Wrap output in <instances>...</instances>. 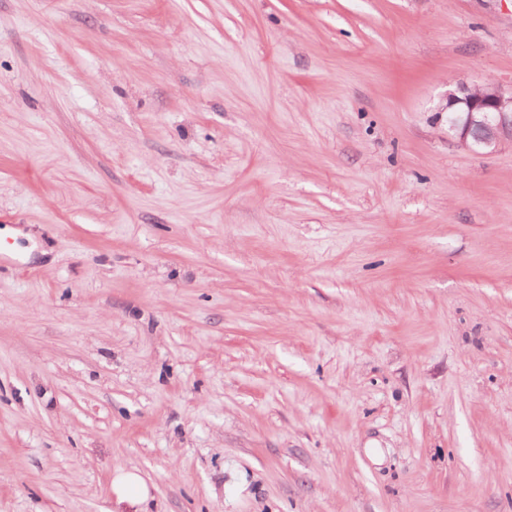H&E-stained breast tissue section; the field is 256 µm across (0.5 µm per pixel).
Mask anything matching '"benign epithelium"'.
I'll return each instance as SVG.
<instances>
[{"label":"benign epithelium","mask_w":512,"mask_h":512,"mask_svg":"<svg viewBox=\"0 0 512 512\" xmlns=\"http://www.w3.org/2000/svg\"><path fill=\"white\" fill-rule=\"evenodd\" d=\"M438 111L448 113V134L471 152L492 153L512 141V89L459 81Z\"/></svg>","instance_id":"benign-epithelium-1"}]
</instances>
